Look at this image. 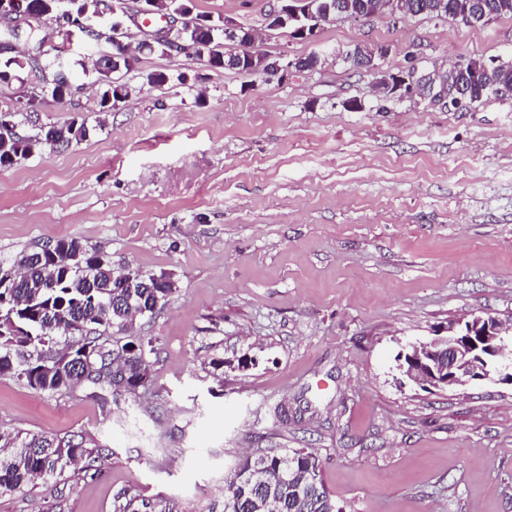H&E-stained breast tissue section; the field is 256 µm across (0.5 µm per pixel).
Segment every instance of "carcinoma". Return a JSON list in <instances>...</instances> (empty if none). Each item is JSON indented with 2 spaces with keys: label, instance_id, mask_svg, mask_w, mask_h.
Wrapping results in <instances>:
<instances>
[{
  "label": "carcinoma",
  "instance_id": "carcinoma-1",
  "mask_svg": "<svg viewBox=\"0 0 512 512\" xmlns=\"http://www.w3.org/2000/svg\"><path fill=\"white\" fill-rule=\"evenodd\" d=\"M45 20L69 26L67 34L90 41H113L115 26L98 31L89 20L98 16L99 0H35ZM301 21L325 13L363 17L375 11L377 0H299ZM490 14L492 19L512 17V0H423L425 17L456 21L464 11ZM224 26L208 20L204 24H186L177 31L180 42L205 50L215 66H224L218 38ZM380 47L374 55H365L361 45L342 53V60L354 68L371 69L375 57H383ZM137 61L120 50L112 53V66L101 72L82 65L83 73L93 77L99 111L109 112L115 101L128 98L129 87L114 74L130 70ZM29 63L16 56L0 66V77L19 79L18 71ZM185 84V75L172 76L158 71L146 75V83L164 86L172 80ZM457 80L474 102L498 97L495 86L512 85V59L499 60L497 68L484 81H474L468 68L457 71ZM51 96L72 93L69 64L58 63L49 82ZM88 127L82 122L42 126L37 134L24 136L0 131V168L11 167L31 155L35 148L68 147L84 140ZM55 245L64 247L59 263L48 264L37 251L23 252L8 267L0 266V376L15 377L37 391L55 392L82 381L101 388L112 386L108 375L86 379L75 371L86 347L99 346L94 334L100 330L121 328L131 316L154 312L157 303H165L172 288H152V276L138 270L126 272L128 285L118 280L111 263L87 250L79 241L60 238ZM122 367L126 383L137 386L149 374V355L153 342L143 336L130 343ZM103 449L89 448L72 438L44 434L0 433V488L19 489L37 477L63 472L86 462L92 467L102 458ZM322 464L303 448H259L242 456L235 465L238 480L224 489V512H255L256 501L274 487L278 512H343L333 501L321 479Z\"/></svg>",
  "mask_w": 512,
  "mask_h": 512
}]
</instances>
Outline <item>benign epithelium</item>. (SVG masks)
<instances>
[{
  "instance_id": "obj_1",
  "label": "benign epithelium",
  "mask_w": 512,
  "mask_h": 512,
  "mask_svg": "<svg viewBox=\"0 0 512 512\" xmlns=\"http://www.w3.org/2000/svg\"><path fill=\"white\" fill-rule=\"evenodd\" d=\"M139 15H158L167 20V28L152 37L154 41H171L172 48L181 47L173 39L174 33L195 17L193 0H187L183 13L174 14L157 9L158 0H135ZM406 0H380L378 15L393 20L408 17ZM291 6L287 0H276L266 15L265 28L277 31L285 27V16ZM31 20L34 14L26 8L24 0H0V21L4 23V39L1 50H12L14 42L21 41L25 32L19 19ZM336 21L331 14L322 15L313 24L305 26L295 35L315 40L318 31L328 22ZM227 56L236 65L255 59L254 42L228 43ZM451 65L444 71L422 74L414 68L405 73H392L378 65L374 69V92L378 96L400 99L419 96L432 105L468 110L473 106L466 94L453 84ZM512 332V322L503 323L490 315L472 314L468 318L448 321V326L434 331V337L426 341H410L404 346L407 362L399 364L402 376L425 390H455L459 387L483 382L512 385V354L506 351L502 340L504 333Z\"/></svg>"
}]
</instances>
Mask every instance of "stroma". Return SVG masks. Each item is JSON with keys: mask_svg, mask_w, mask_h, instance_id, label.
Masks as SVG:
<instances>
[{"mask_svg": "<svg viewBox=\"0 0 512 512\" xmlns=\"http://www.w3.org/2000/svg\"><path fill=\"white\" fill-rule=\"evenodd\" d=\"M273 2L195 10L289 59L364 43L387 47L391 72L512 57L511 18L339 19L310 42L265 31ZM34 35L50 73L113 50L52 21ZM153 71L199 75L204 95L147 85ZM119 78L132 93L109 112L78 72L63 104L28 70L0 85V113L37 96L24 133L90 129L0 168V263L68 237L176 287L131 333H104L153 339L137 394L0 377V432L107 450L93 470L0 490V512H114L125 491L137 512H224L227 473L258 448L311 449L344 512H512V386L431 392L395 362L450 317L512 318V97L468 112L382 101L372 71L339 59L280 80L144 54Z\"/></svg>", "mask_w": 512, "mask_h": 512, "instance_id": "35a3bbf8", "label": "stroma"}]
</instances>
